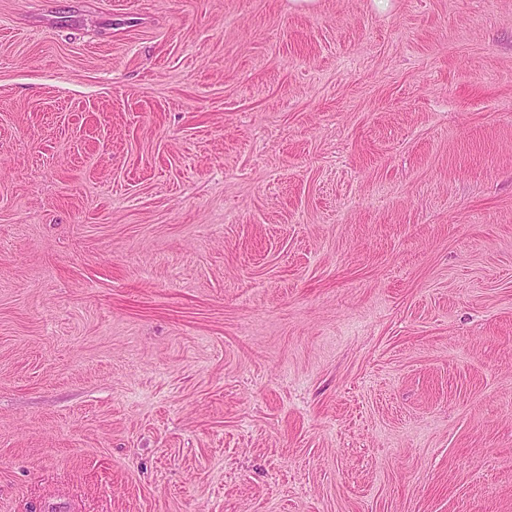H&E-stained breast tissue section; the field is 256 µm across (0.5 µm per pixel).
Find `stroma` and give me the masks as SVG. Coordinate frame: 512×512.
<instances>
[{"label": "stroma", "instance_id": "stroma-1", "mask_svg": "<svg viewBox=\"0 0 512 512\" xmlns=\"http://www.w3.org/2000/svg\"><path fill=\"white\" fill-rule=\"evenodd\" d=\"M0 512H512V0H0Z\"/></svg>", "mask_w": 512, "mask_h": 512}]
</instances>
